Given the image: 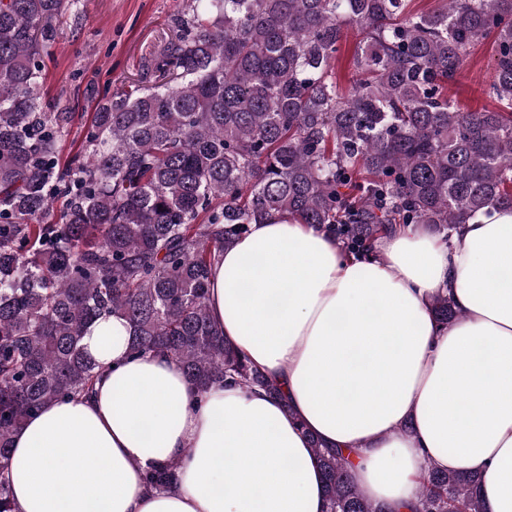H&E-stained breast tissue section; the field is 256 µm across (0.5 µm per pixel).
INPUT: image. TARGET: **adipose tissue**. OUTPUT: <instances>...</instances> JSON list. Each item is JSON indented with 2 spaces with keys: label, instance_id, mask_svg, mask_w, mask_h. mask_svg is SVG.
<instances>
[{
  "label": "adipose tissue",
  "instance_id": "1",
  "mask_svg": "<svg viewBox=\"0 0 512 512\" xmlns=\"http://www.w3.org/2000/svg\"><path fill=\"white\" fill-rule=\"evenodd\" d=\"M460 313L441 328L436 294ZM208 307L284 393L212 387L203 405L179 361L127 356L114 314L83 344L92 396L44 407L12 437L15 512H326L309 435L352 450L353 483L385 512H414L425 468L477 473L483 512H512V210L422 227L372 257L280 218L225 249ZM179 460L174 484L147 471Z\"/></svg>",
  "mask_w": 512,
  "mask_h": 512
}]
</instances>
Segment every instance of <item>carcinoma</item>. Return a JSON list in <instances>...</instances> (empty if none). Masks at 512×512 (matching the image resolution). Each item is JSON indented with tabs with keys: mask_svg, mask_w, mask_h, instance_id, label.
I'll use <instances>...</instances> for the list:
<instances>
[{
	"mask_svg": "<svg viewBox=\"0 0 512 512\" xmlns=\"http://www.w3.org/2000/svg\"><path fill=\"white\" fill-rule=\"evenodd\" d=\"M176 15L142 76L100 101L62 166L70 115L44 109L41 53L67 0H0V474L12 436L45 406L92 392L82 344L121 314L130 354L179 360L205 392L226 382L282 397L212 319L224 248L249 225L314 224L372 255L401 224L445 236L512 209V0H196ZM362 35L358 77L331 74L344 29ZM492 37L488 96L462 112L444 88ZM68 199L47 224L55 199ZM439 324L459 316L434 297ZM326 512H382L352 484L350 454L310 438ZM179 461L148 472L153 489ZM416 512H482L480 477L427 469Z\"/></svg>",
	"mask_w": 512,
	"mask_h": 512,
	"instance_id": "obj_1",
	"label": "carcinoma"
}]
</instances>
